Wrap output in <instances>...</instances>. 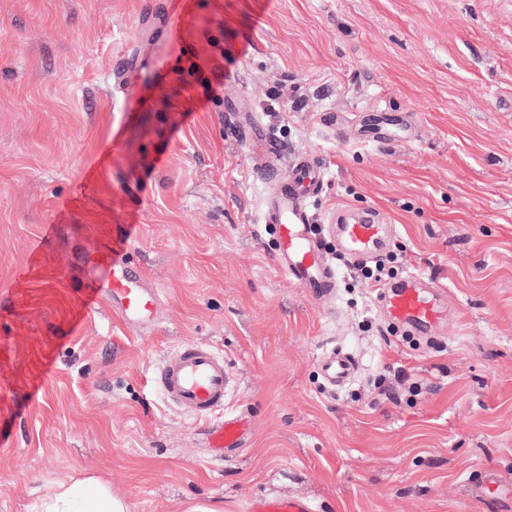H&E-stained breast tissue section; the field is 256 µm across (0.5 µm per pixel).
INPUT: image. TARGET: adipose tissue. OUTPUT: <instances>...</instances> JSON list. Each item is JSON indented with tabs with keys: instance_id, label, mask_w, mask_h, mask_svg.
<instances>
[{
	"instance_id": "adipose-tissue-1",
	"label": "adipose tissue",
	"mask_w": 512,
	"mask_h": 512,
	"mask_svg": "<svg viewBox=\"0 0 512 512\" xmlns=\"http://www.w3.org/2000/svg\"><path fill=\"white\" fill-rule=\"evenodd\" d=\"M43 508L44 512H128L126 502L93 477L59 483Z\"/></svg>"
}]
</instances>
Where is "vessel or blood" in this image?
<instances>
[{
	"mask_svg": "<svg viewBox=\"0 0 512 512\" xmlns=\"http://www.w3.org/2000/svg\"><path fill=\"white\" fill-rule=\"evenodd\" d=\"M183 26L181 15L165 11L156 21L159 39L176 37ZM150 63L149 56L132 53L124 69L112 75L114 89L126 86L132 74ZM248 147L257 157V173L268 178L278 167L281 147L273 130L251 123L243 131ZM323 174L307 160H297L287 179L275 183L267 197L263 224L277 241L279 267L307 295L319 298L336 288L337 275L330 263L321 234L314 224L311 203L321 193ZM388 227L371 216L346 221L336 230L337 249L351 258L367 260L381 253ZM108 288L113 312L123 323L139 329L152 328L160 307V290L147 281L141 270L129 265L115 251H101L93 260ZM393 323L414 332L440 323L443 314L427 278L409 274L383 295ZM321 368L329 383L345 381L355 369L347 354L331 352ZM154 382L164 399L192 415L202 424V435L213 460H223L227 450L240 448L254 432L252 418L244 413L223 415L228 379L224 358L214 348L200 343L181 344L155 370ZM247 512H312L302 498L263 495L254 498Z\"/></svg>",
	"mask_w": 512,
	"mask_h": 512,
	"instance_id": "vessel-or-blood-1",
	"label": "vessel or blood"
}]
</instances>
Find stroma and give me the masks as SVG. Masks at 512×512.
Masks as SVG:
<instances>
[{
    "label": "stroma",
    "mask_w": 512,
    "mask_h": 512,
    "mask_svg": "<svg viewBox=\"0 0 512 512\" xmlns=\"http://www.w3.org/2000/svg\"><path fill=\"white\" fill-rule=\"evenodd\" d=\"M148 2L0 0V512L84 477L129 512H512V0H178L171 42ZM131 47L156 70L120 94ZM231 100L322 168L319 225H390L384 261L440 287L431 335L394 333L354 260L320 299L277 267ZM378 113L388 143L360 140ZM107 243L160 289L154 328L85 305ZM186 342L256 425L221 462L152 382ZM155 21V36L162 40L176 37L183 26L182 16L169 11L161 12ZM321 368L327 381L335 386L336 383L343 382L350 377L355 369V360L348 354L333 350L323 359ZM248 512H312L310 503L297 497L263 495L254 498L248 505Z\"/></svg>",
    "instance_id": "obj_1"
}]
</instances>
